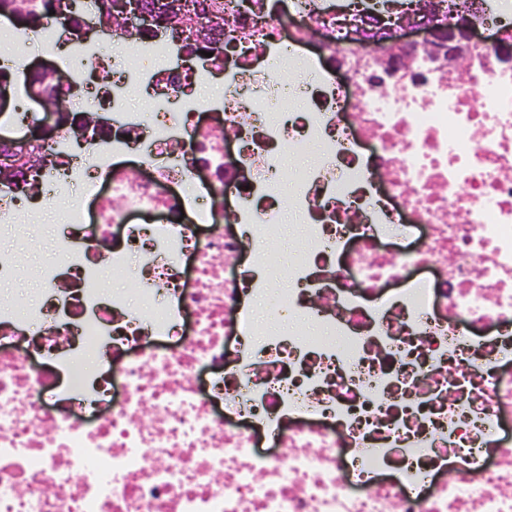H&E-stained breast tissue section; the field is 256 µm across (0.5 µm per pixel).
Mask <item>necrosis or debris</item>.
<instances>
[{
    "label": "necrosis or debris",
    "mask_w": 512,
    "mask_h": 512,
    "mask_svg": "<svg viewBox=\"0 0 512 512\" xmlns=\"http://www.w3.org/2000/svg\"><path fill=\"white\" fill-rule=\"evenodd\" d=\"M17 40L0 252L21 187L80 192L24 314L0 306V512H512V67L352 46L383 0H180L113 28L60 0ZM207 33L209 55L197 47ZM223 78L218 98L198 91ZM68 110L29 136L30 85ZM143 87L150 109L130 107ZM303 218L274 290L285 152ZM135 263L140 306L100 274ZM283 322L260 330L253 301ZM55 365L9 346L27 323ZM110 366L76 368L87 349ZM254 311L257 317V324L262 329L270 328L275 332L303 331L307 327L297 322L287 324L279 322L270 312V297L266 295L264 298L254 303Z\"/></svg>",
    "instance_id": "4bbe7bcc"
}]
</instances>
